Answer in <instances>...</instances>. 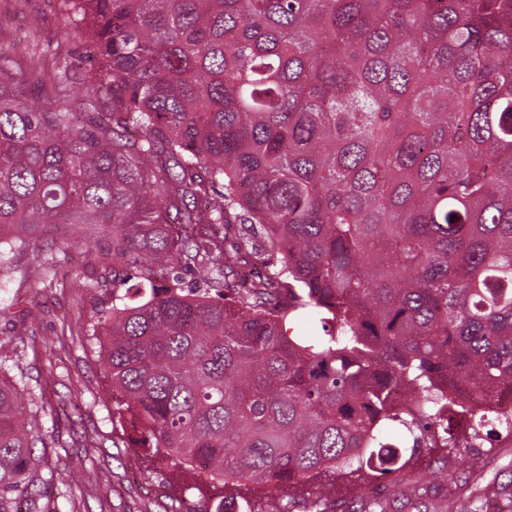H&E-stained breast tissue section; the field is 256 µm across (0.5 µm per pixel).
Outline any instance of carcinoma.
I'll use <instances>...</instances> for the list:
<instances>
[{
  "label": "carcinoma",
  "instance_id": "cac0c4a2",
  "mask_svg": "<svg viewBox=\"0 0 512 512\" xmlns=\"http://www.w3.org/2000/svg\"><path fill=\"white\" fill-rule=\"evenodd\" d=\"M77 62L0 56V273L112 236L90 316L128 444L224 487L494 448L512 391V0H61ZM71 247L41 258L52 271ZM252 266L254 280L240 282ZM309 315L321 331L289 336ZM406 390L394 404L392 387ZM0 382V512H49ZM412 439L388 448L381 426ZM318 512L389 502L319 492Z\"/></svg>",
  "mask_w": 512,
  "mask_h": 512
}]
</instances>
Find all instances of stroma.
Wrapping results in <instances>:
<instances>
[{"instance_id":"obj_1","label":"stroma","mask_w":512,"mask_h":512,"mask_svg":"<svg viewBox=\"0 0 512 512\" xmlns=\"http://www.w3.org/2000/svg\"><path fill=\"white\" fill-rule=\"evenodd\" d=\"M81 48L57 0H0V52L17 64L32 54L54 60ZM67 237L81 241L82 249L73 252L52 287L34 288L42 275L40 256ZM111 248V237L90 224L48 225L29 237L26 252L0 289V356L5 359L0 375L26 381L41 395L50 465L79 471L95 490L85 496L76 488H51L48 503L58 512H185L189 507L210 512L212 495L192 489L191 475L167 484L155 471L149 449L112 445L113 405L89 325L97 300L84 286L96 257ZM481 457L482 469L473 472L465 451L421 449L403 471L406 482L432 486L440 462L462 480L419 504L396 502V512H440L452 499L460 512H487L493 485L512 478V446L482 449Z\"/></svg>"}]
</instances>
